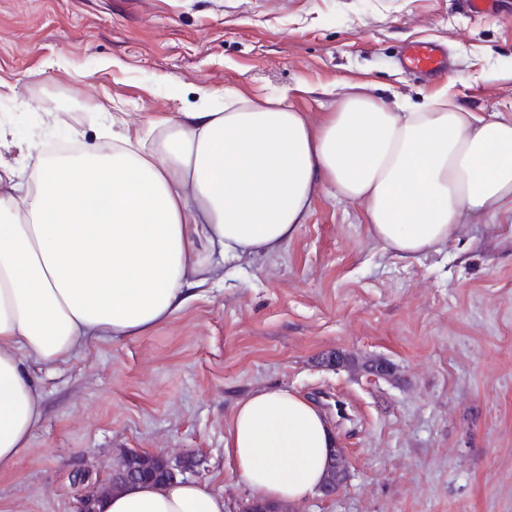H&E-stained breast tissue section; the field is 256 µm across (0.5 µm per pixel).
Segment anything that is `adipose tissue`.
I'll list each match as a JSON object with an SVG mask.
<instances>
[{"label":"adipose tissue","mask_w":512,"mask_h":512,"mask_svg":"<svg viewBox=\"0 0 512 512\" xmlns=\"http://www.w3.org/2000/svg\"><path fill=\"white\" fill-rule=\"evenodd\" d=\"M103 151L37 157L29 190H0V474L42 418L22 362H67L88 340L142 336L184 309L212 253L271 254L307 223L321 191L357 202L399 257L440 251L464 224L512 223V117L447 98L422 108L367 86L311 124L287 92L224 91V108L167 121L155 149L113 134ZM337 438L300 393L259 389L233 410L224 449L256 500L319 488ZM98 512H229L223 493L178 479L100 498Z\"/></svg>","instance_id":"ef3b65f1"}]
</instances>
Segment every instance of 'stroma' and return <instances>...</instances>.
I'll return each instance as SVG.
<instances>
[{
    "instance_id": "stroma-1",
    "label": "stroma",
    "mask_w": 512,
    "mask_h": 512,
    "mask_svg": "<svg viewBox=\"0 0 512 512\" xmlns=\"http://www.w3.org/2000/svg\"><path fill=\"white\" fill-rule=\"evenodd\" d=\"M423 41L447 49L446 73L401 67ZM361 84L511 118L512 0L484 15L465 0H0V167L20 174L34 148L76 134L111 146L115 112L154 140L201 89L289 88L316 122ZM23 367L43 418L0 475V512H77L125 456L159 450L195 459L188 480L243 512L226 424L274 387L317 404L348 471L293 512H512V223L465 224L402 259L369 237L361 204L324 193L276 254L215 258L148 335Z\"/></svg>"
}]
</instances>
